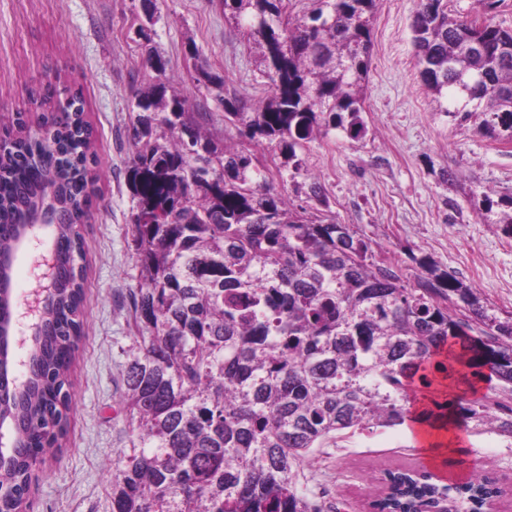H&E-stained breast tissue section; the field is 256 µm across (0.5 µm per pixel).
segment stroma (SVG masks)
Listing matches in <instances>:
<instances>
[{
    "label": "stroma",
    "mask_w": 512,
    "mask_h": 512,
    "mask_svg": "<svg viewBox=\"0 0 512 512\" xmlns=\"http://www.w3.org/2000/svg\"><path fill=\"white\" fill-rule=\"evenodd\" d=\"M162 15L150 40L137 29L141 0H0V129L16 114L37 128L47 112L45 90L81 91L93 128V217L84 227L85 335L72 365V407L60 448L35 471L28 512H110L112 463L130 446L133 425L121 397V370L136 345L130 292L139 282L131 234L133 202L126 170L134 150V94L153 83L148 50L167 62L171 91L205 127L223 138L216 94L254 104L270 88L254 49L224 21L220 0H158ZM417 0H377L364 139L341 131L311 142L303 158L321 183L337 223L354 225L375 251L415 276L427 257L465 284L480 288L488 308L512 316V233L483 201L512 198V142L478 130L480 115L460 121L440 112L420 77L411 22ZM224 80L223 91L198 83V69ZM508 442L462 429L416 448L408 426L328 444L303 465L307 482L330 479L347 512H369L384 469L413 466L446 480L473 470L494 477L505 494L498 512H512Z\"/></svg>",
    "instance_id": "1"
}]
</instances>
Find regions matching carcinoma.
Returning a JSON list of instances; mask_svg holds the SVG:
<instances>
[{"label":"carcinoma","instance_id":"obj_1","mask_svg":"<svg viewBox=\"0 0 512 512\" xmlns=\"http://www.w3.org/2000/svg\"><path fill=\"white\" fill-rule=\"evenodd\" d=\"M377 0H222L224 21L258 50L271 94L248 108L216 95L224 128L264 139L287 176L304 174L302 153L339 129L359 140ZM150 41L160 19L144 0ZM424 84L465 121L512 139V29L418 0L411 23ZM156 82L135 94L134 151L126 172L131 232L140 268L131 308L138 347L122 399L136 434L118 456L112 512H324L300 482L324 442L400 426L411 394L448 378L454 362L499 388L467 405L422 409L445 429L459 415L472 430L512 441V317L421 259L409 282L351 224L308 217L277 189L244 148L216 140L204 113L167 95V64L149 58ZM44 135L20 137L0 154V252L25 233L46 183L62 216L52 230L56 288L43 333L16 380L4 358L0 415L14 453L0 463V512H27L32 475L60 446L72 403L69 371L83 336V226L91 218L92 130L73 93L44 119ZM0 330L12 322V271L0 269ZM376 512H483L502 490L476 474L440 485L410 467L388 470Z\"/></svg>","mask_w":512,"mask_h":512}]
</instances>
